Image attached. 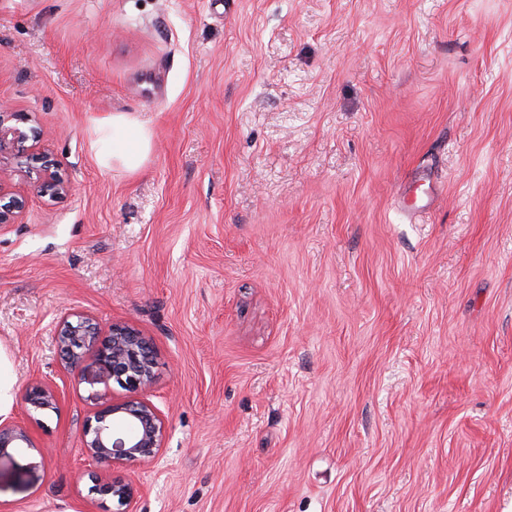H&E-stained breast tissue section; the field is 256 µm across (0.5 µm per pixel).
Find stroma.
<instances>
[{"label": "stroma", "mask_w": 512, "mask_h": 512, "mask_svg": "<svg viewBox=\"0 0 512 512\" xmlns=\"http://www.w3.org/2000/svg\"><path fill=\"white\" fill-rule=\"evenodd\" d=\"M1 101L77 192L0 224V512H512V0H0ZM73 310L153 344L158 460L83 454ZM92 147L103 168L135 172L149 154L151 133L134 115L115 113L97 124ZM8 363L5 353L0 350V415L11 409L15 398L14 381L6 373ZM59 391L56 387L42 382L31 383L25 390L24 404L28 416L31 412L57 409ZM34 447L28 428L18 421L0 422V459L9 449ZM95 490L101 496H112L117 498L118 502L128 504L135 498L136 490L132 484L126 483L120 479H112L103 483H98Z\"/></svg>", "instance_id": "stroma-1"}]
</instances>
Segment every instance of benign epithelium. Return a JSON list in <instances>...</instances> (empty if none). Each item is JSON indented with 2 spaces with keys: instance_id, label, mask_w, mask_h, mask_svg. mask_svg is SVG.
<instances>
[{
  "instance_id": "7a95c632",
  "label": "benign epithelium",
  "mask_w": 512,
  "mask_h": 512,
  "mask_svg": "<svg viewBox=\"0 0 512 512\" xmlns=\"http://www.w3.org/2000/svg\"><path fill=\"white\" fill-rule=\"evenodd\" d=\"M29 134L19 126L0 123V224H15L22 217L24 202L12 195L14 177L19 171L7 159L21 147ZM35 189L54 201L73 193L70 179L50 159L43 161ZM58 348L71 371L84 375L81 363L87 351L94 353L97 379L113 380L128 396L121 402L100 407L86 420L84 450L93 460L115 464L149 463L158 459L163 440V421L157 409L142 398L153 380L155 352L143 334L128 324H114L104 331L92 318L72 312L57 326ZM57 388L42 382L30 384L24 394L26 413L55 410ZM28 428L18 421L0 422V457L10 449L32 448ZM102 496H112L128 504L135 498L133 485L113 479L96 485Z\"/></svg>"
}]
</instances>
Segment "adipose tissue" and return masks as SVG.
I'll use <instances>...</instances> for the list:
<instances>
[{
    "mask_svg": "<svg viewBox=\"0 0 512 512\" xmlns=\"http://www.w3.org/2000/svg\"><path fill=\"white\" fill-rule=\"evenodd\" d=\"M92 146L103 168L135 172L150 151L151 133L134 115L115 113L97 124Z\"/></svg>",
    "mask_w": 512,
    "mask_h": 512,
    "instance_id": "adipose-tissue-1",
    "label": "adipose tissue"
}]
</instances>
